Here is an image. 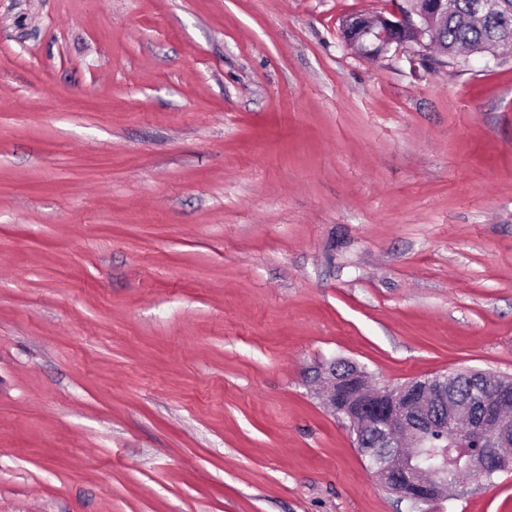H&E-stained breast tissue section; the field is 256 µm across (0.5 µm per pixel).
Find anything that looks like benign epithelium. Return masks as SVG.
Masks as SVG:
<instances>
[{
    "label": "benign epithelium",
    "instance_id": "benign-epithelium-1",
    "mask_svg": "<svg viewBox=\"0 0 512 512\" xmlns=\"http://www.w3.org/2000/svg\"><path fill=\"white\" fill-rule=\"evenodd\" d=\"M452 9L450 0H415L413 8L401 9L392 17L377 19L354 15L343 21L345 44L370 41L364 52L372 56L387 53L394 45H405L404 34L412 32L418 45L434 41L428 22ZM484 379L495 385L497 395L483 401V416L475 420L469 408L448 400V384L424 385L418 396L412 398L410 390L418 380L398 386L369 387V374L355 368L342 376L336 370V360L331 359L317 367V394L324 406L334 415L348 421L361 420L389 444L391 452L383 458L374 476L383 487L400 500L413 506L427 504L448 495L454 482L441 480L436 483L417 484L414 449L423 442L422 423L433 422L442 428H452L455 434L453 448L465 459L466 472L480 480L495 469L512 466V455L504 449L512 447V387L497 374L487 373ZM350 381L353 390L343 402L336 401V389Z\"/></svg>",
    "mask_w": 512,
    "mask_h": 512
}]
</instances>
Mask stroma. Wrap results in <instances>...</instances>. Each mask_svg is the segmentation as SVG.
<instances>
[{"label": "stroma", "instance_id": "obj_1", "mask_svg": "<svg viewBox=\"0 0 512 512\" xmlns=\"http://www.w3.org/2000/svg\"><path fill=\"white\" fill-rule=\"evenodd\" d=\"M390 6L0 0V512H412L312 369L512 376V54ZM481 1L454 0V10L450 14L448 12L453 6L450 0H415L410 11L398 8L397 12L391 13L395 20L386 16H378L375 20L362 15L350 16L343 21V39L347 46L363 43V52L372 56L386 54L393 45L404 46L403 35L406 32L414 33L417 44L424 47L428 46L425 39L435 43L431 36L433 29L428 28V22L436 16L448 14L434 22V29L438 32L439 46L448 50L449 58H457L458 51L490 50L499 40L500 31L494 21L477 17ZM500 2L483 0L480 12L484 17L500 13L502 8L512 12V0H503L502 5ZM366 38L370 40L371 48H366Z\"/></svg>", "mask_w": 512, "mask_h": 512}]
</instances>
